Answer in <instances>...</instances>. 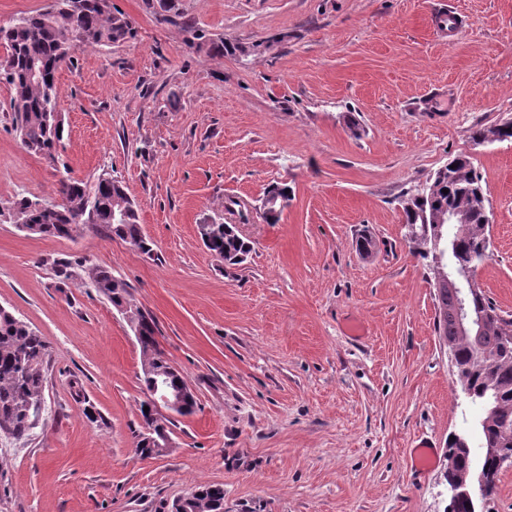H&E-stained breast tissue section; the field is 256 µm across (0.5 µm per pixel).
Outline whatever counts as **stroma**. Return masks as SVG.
Listing matches in <instances>:
<instances>
[{"mask_svg":"<svg viewBox=\"0 0 512 512\" xmlns=\"http://www.w3.org/2000/svg\"><path fill=\"white\" fill-rule=\"evenodd\" d=\"M176 5L112 0L134 35L58 71L54 158L23 150L0 82V306L49 348L40 422L0 437V512H171L199 484L223 486L224 512H445L446 441L479 447L483 409L453 389L403 201L470 157L491 207L477 280L512 314V140L471 138L512 120V0ZM218 38L241 53L209 55ZM105 172L138 204L153 255L89 227L29 236L6 215L17 195L55 201L61 179ZM276 182L292 198L269 224ZM207 221L236 226L246 262L209 253ZM65 256L129 285L193 391L164 456L135 449L136 340L105 297L57 287ZM423 439L436 450L426 472L412 459Z\"/></svg>","mask_w":512,"mask_h":512,"instance_id":"35a3bbf8","label":"stroma"}]
</instances>
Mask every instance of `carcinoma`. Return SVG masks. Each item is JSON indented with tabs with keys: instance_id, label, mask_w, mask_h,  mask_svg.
I'll return each mask as SVG.
<instances>
[{
	"instance_id": "obj_1",
	"label": "carcinoma",
	"mask_w": 512,
	"mask_h": 512,
	"mask_svg": "<svg viewBox=\"0 0 512 512\" xmlns=\"http://www.w3.org/2000/svg\"><path fill=\"white\" fill-rule=\"evenodd\" d=\"M134 36L131 22L112 11V0H55L40 11L19 17L7 28L0 27V44L7 56L0 62V80L12 89L10 108L23 149L52 159L63 133L52 129L58 88L56 73L72 53L88 47L108 46ZM493 136L496 141L512 140V124L479 125L473 139ZM286 184L268 188L265 197L276 203L266 212L271 224L284 210L281 202L291 199ZM448 193H443V190ZM61 202L38 206L39 199L18 195L9 217L19 231L47 238H72L86 224L106 237L118 238L144 254H152L153 242L142 232L137 204L128 196L122 181L104 173L88 184L65 179L60 183ZM488 189L467 156L452 159L429 178L426 188L404 204L406 227L413 249L429 262L440 340L455 352L456 369L469 383L471 399L497 407V417H482L478 426L482 447L490 443L502 454L512 455V344L502 338L503 327L512 318L498 312L479 288L476 273L489 256V222L485 220ZM454 223H448V214ZM205 247L227 266L241 265L251 245L233 224H210L200 235ZM467 269L473 290L460 295L448 284V275ZM59 287L79 281L106 297L114 308L129 314L127 324L141 357L143 393L153 382L166 379L174 389H187V381L170 363L157 340L154 318L132 298L128 285L112 269L96 264L74 271L72 261H53ZM465 298L467 309L485 316L479 344L461 335L450 316ZM48 345L44 337L12 311L0 308V435L14 440L30 436L36 425V409L45 403V364ZM142 430L136 435V450L143 458H156L155 441L171 438L173 418L154 409L141 412ZM448 452L459 458V474L474 476L497 470L496 458L475 453L457 440L448 441ZM187 497L190 512H224V487L197 486Z\"/></svg>"
}]
</instances>
